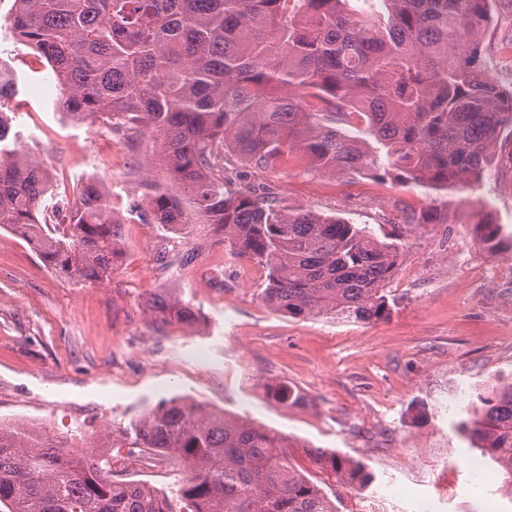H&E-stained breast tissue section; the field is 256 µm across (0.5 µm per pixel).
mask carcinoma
I'll use <instances>...</instances> for the list:
<instances>
[{
	"instance_id": "1",
	"label": "carcinoma",
	"mask_w": 512,
	"mask_h": 512,
	"mask_svg": "<svg viewBox=\"0 0 512 512\" xmlns=\"http://www.w3.org/2000/svg\"><path fill=\"white\" fill-rule=\"evenodd\" d=\"M13 0V38L42 56L65 96L63 117L161 139L158 161L190 191L224 249L265 273L262 296L292 318L384 319L401 245L337 216L293 210L273 192L231 188L240 161L273 169L291 158L324 174L412 181L431 191L472 188L512 128V92L482 60L498 0ZM13 96L0 70V228L25 238L46 269L82 283L107 280L121 256L109 192L87 181L60 198L56 232L45 210L49 172L16 152L20 132L1 109ZM149 223L176 233L181 203L142 183ZM490 253L512 233L477 223ZM165 322L190 325V303L157 296ZM284 406L304 397L263 384ZM463 421L470 447L512 484V382L479 396ZM113 448L185 464L172 495L119 479L92 450L77 455L40 431L0 426V512H335L288 461V437L180 397L162 399L118 430ZM317 462L347 485L374 476L350 458Z\"/></svg>"
}]
</instances>
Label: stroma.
Masks as SVG:
<instances>
[{
    "instance_id": "1",
    "label": "stroma",
    "mask_w": 512,
    "mask_h": 512,
    "mask_svg": "<svg viewBox=\"0 0 512 512\" xmlns=\"http://www.w3.org/2000/svg\"><path fill=\"white\" fill-rule=\"evenodd\" d=\"M12 4L0 0V63L15 78L22 149L53 175L107 186L122 219L123 255L109 280L66 281L24 238L0 228V421L67 438L81 451L180 396L286 435L289 462L337 512H412L427 493L434 512H481L471 479L480 453L459 424L478 408L479 391L512 379V257L484 250L475 225L487 215L512 232V149L496 151L470 193L471 208L410 182L334 177L293 161L272 170L239 166L235 189H271L288 208L340 216L377 236L396 235L402 246L387 286L389 317L291 318L267 305L259 282L242 280L239 260L200 227L190 192L155 160V134L134 141L101 122L62 117L48 70L10 36ZM509 41L512 0H500L484 60L506 92L512 56L500 46ZM146 180L180 200L183 231L165 233L146 220ZM433 208L436 221L425 223ZM188 250L196 258L186 265ZM169 292L190 302L196 324L160 319L150 299ZM268 380L296 386L304 404L269 399ZM316 448L364 463L374 488L345 485L316 463ZM450 458L458 464L453 478ZM113 468L165 492L186 474L184 466L139 458ZM392 482L403 496L375 501V487Z\"/></svg>"
}]
</instances>
